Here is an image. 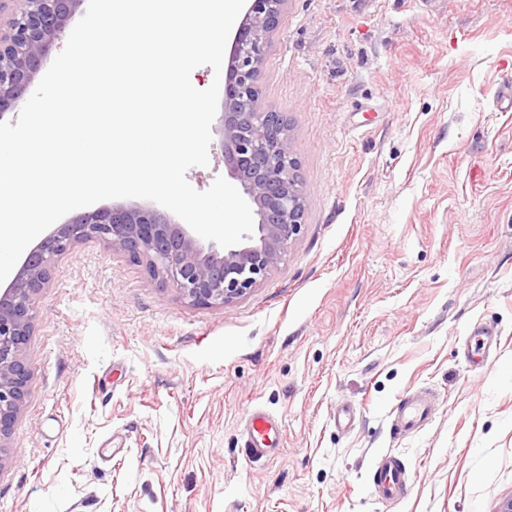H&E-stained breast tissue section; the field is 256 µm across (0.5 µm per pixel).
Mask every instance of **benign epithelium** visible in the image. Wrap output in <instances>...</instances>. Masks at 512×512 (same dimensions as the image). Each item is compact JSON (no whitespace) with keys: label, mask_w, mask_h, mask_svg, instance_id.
Returning <instances> with one entry per match:
<instances>
[{"label":"benign epithelium","mask_w":512,"mask_h":512,"mask_svg":"<svg viewBox=\"0 0 512 512\" xmlns=\"http://www.w3.org/2000/svg\"><path fill=\"white\" fill-rule=\"evenodd\" d=\"M17 2L19 9L0 33V119L25 101L81 0ZM287 2L249 0L224 82L222 147L233 176L255 206L253 234L222 250L205 248L164 211L113 204L79 213L42 238L0 289V463L26 402L33 299L49 283L60 257L80 244L97 242L144 265L152 279L189 304L224 306L262 284L301 236L306 196L289 124L282 113L257 108L270 34Z\"/></svg>","instance_id":"1"}]
</instances>
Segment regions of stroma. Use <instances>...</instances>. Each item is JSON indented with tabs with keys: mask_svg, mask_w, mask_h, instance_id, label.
<instances>
[{
	"mask_svg": "<svg viewBox=\"0 0 512 512\" xmlns=\"http://www.w3.org/2000/svg\"><path fill=\"white\" fill-rule=\"evenodd\" d=\"M512 0H290L260 106L285 113L305 229L268 279L187 304L95 242L36 296L0 512H499L512 499ZM196 190L229 176L212 125ZM500 336L475 374L474 325ZM438 407L395 435L410 391ZM355 421L340 428L336 410ZM282 423L245 449L248 410ZM391 453L408 496L374 499Z\"/></svg>",
	"mask_w": 512,
	"mask_h": 512,
	"instance_id": "obj_1",
	"label": "stroma"
}]
</instances>
